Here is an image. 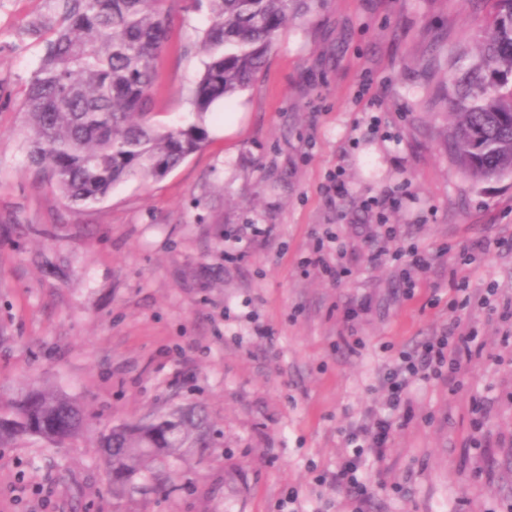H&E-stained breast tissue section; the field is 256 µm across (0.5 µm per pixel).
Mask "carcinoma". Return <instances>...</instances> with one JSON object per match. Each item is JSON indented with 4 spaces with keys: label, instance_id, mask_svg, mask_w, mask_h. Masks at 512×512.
Wrapping results in <instances>:
<instances>
[{
    "label": "carcinoma",
    "instance_id": "obj_1",
    "mask_svg": "<svg viewBox=\"0 0 512 512\" xmlns=\"http://www.w3.org/2000/svg\"><path fill=\"white\" fill-rule=\"evenodd\" d=\"M181 0H49L23 32L44 52L20 103L29 163L75 205L102 201L129 179L164 177L208 139L207 114L229 108L263 67L288 21L313 0H195L206 24L192 47L203 70L189 93L192 121L153 120V89L172 13ZM483 27L474 36L479 63L456 84L448 144L476 184L512 176V0H482ZM12 421L0 424V448L36 437L62 448L86 426L83 410L43 390L0 402ZM112 490L185 448L207 447L204 418L194 408L100 433Z\"/></svg>",
    "mask_w": 512,
    "mask_h": 512
}]
</instances>
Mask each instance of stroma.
<instances>
[{
  "instance_id": "stroma-1",
  "label": "stroma",
  "mask_w": 512,
  "mask_h": 512,
  "mask_svg": "<svg viewBox=\"0 0 512 512\" xmlns=\"http://www.w3.org/2000/svg\"><path fill=\"white\" fill-rule=\"evenodd\" d=\"M0 16V398L39 387L90 415L68 447L0 448V512H351L318 478L346 430L386 412L400 350L457 327L480 346L456 378L418 380L363 512H512V339L498 314L454 306L457 289L512 300V178L475 184L448 148L449 60L482 25L473 0H318L289 21L208 141L156 181L101 202L64 200L33 168L18 109L42 51L22 30L45 0ZM205 20L177 9L154 119L189 117ZM341 173L345 190L322 191ZM274 225L241 262L225 242ZM334 225L348 244L333 281L299 262ZM398 225L371 262L379 225ZM492 241L491 253L480 245ZM434 261L397 272L411 249ZM199 405L205 450L113 494L97 439L127 420Z\"/></svg>"
}]
</instances>
